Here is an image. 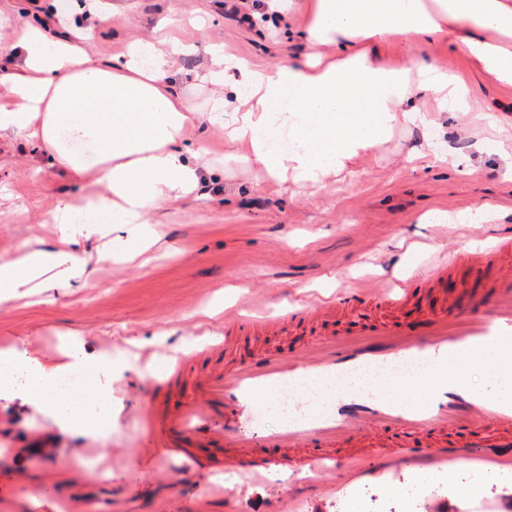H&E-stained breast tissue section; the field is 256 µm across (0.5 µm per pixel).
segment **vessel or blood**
I'll return each instance as SVG.
<instances>
[{"label": "vessel or blood", "instance_id": "vessel-or-blood-1", "mask_svg": "<svg viewBox=\"0 0 512 512\" xmlns=\"http://www.w3.org/2000/svg\"><path fill=\"white\" fill-rule=\"evenodd\" d=\"M419 286L416 280L384 285L379 297L394 307ZM307 316L304 310L284 319L235 314L224 327L248 335ZM503 340L512 341L508 274L496 279L487 307L473 308L455 298L447 313L428 314L405 330L384 325L344 339L329 338L297 354L263 349L229 371L222 367L226 338L206 342L202 350L168 366L164 381L137 416L157 457L184 459L191 469L199 464L194 449L210 448L252 482L263 480L271 468L287 465L298 448L307 449L311 474H319L320 463L327 460L333 468H344L334 449L352 442H375L369 460L387 466L447 462L464 453L472 459L507 458L512 456V396L501 390L500 381L512 375V364L492 371L479 392L452 369L455 359ZM411 364L438 373L426 385L421 403L408 404L376 390L366 395L336 392L304 420L274 427L261 421L262 409L271 401L299 409L310 406L309 397L284 393L299 381L359 372L383 376Z\"/></svg>", "mask_w": 512, "mask_h": 512}]
</instances>
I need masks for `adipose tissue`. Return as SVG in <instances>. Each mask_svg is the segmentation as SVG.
Listing matches in <instances>:
<instances>
[{
	"label": "adipose tissue",
	"mask_w": 512,
	"mask_h": 512,
	"mask_svg": "<svg viewBox=\"0 0 512 512\" xmlns=\"http://www.w3.org/2000/svg\"><path fill=\"white\" fill-rule=\"evenodd\" d=\"M302 34L306 58L260 72L215 50L202 76L218 96L208 122L224 124L222 94L231 91L241 116L228 138L281 180L321 185L361 151L388 142L398 118L416 115L418 96L467 111L466 85L451 71L430 64L412 82L410 68L372 61L366 42L419 38L437 46L451 38L488 81L512 86V0H312ZM325 45L335 54H323ZM182 51L142 41L127 59L105 63L67 37L28 26L18 71L0 75V136L31 142L80 193L58 200L54 245L0 259V305L37 280L60 291L85 287L86 264L73 252L81 240L117 233L120 251L129 252L153 236L151 215L200 190L209 170L186 138L195 108L174 90L173 60ZM281 137L288 149L276 147ZM64 354L67 364L49 368L20 348L0 350V396L20 394L59 427L107 438L111 420L90 422L80 408L99 398L111 360L88 354L72 336ZM74 370L86 377L79 392L59 389Z\"/></svg>",
	"instance_id": "obj_1"
}]
</instances>
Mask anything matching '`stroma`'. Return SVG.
Here are the masks:
<instances>
[{"instance_id":"obj_1","label":"stroma","mask_w":512,"mask_h":512,"mask_svg":"<svg viewBox=\"0 0 512 512\" xmlns=\"http://www.w3.org/2000/svg\"><path fill=\"white\" fill-rule=\"evenodd\" d=\"M309 0H288L279 24H249L228 15L224 0H0V69L13 70V47L27 23H48L62 10L89 27L95 58L126 54L131 42L176 39L178 87L199 111L212 105L210 86L197 76L210 50L244 56L271 70L305 55L299 32ZM379 63L406 67L436 56L468 80L469 109L443 112L421 102L426 124L398 121L390 141L361 153L323 188L279 182L235 157L223 130L198 124L190 135L224 177L164 211L159 239L120 263H101L107 240L84 246L90 285L62 293L35 285L0 306V339L27 350L41 363H65L67 332H77L87 353L111 357L105 381L109 442L63 430L21 397H0V512H68L70 506L110 503L112 512H269L306 477L302 467L281 469L279 478L251 485L233 469L210 475L216 455H196L204 468L189 474L145 452L136 408L164 368L198 350L207 328H221L227 310L266 300L272 315L302 302L327 301L342 289L378 288L426 270L428 258L482 252L512 234V87L486 80L472 60L448 44L429 52L418 39L367 44ZM0 257L19 255L31 244H52L57 200L77 187L62 170L48 167L40 152L13 136L0 137ZM489 204L493 221L459 223L458 214ZM396 314L379 305L352 306L335 318L277 336H243L224 354L225 363L248 358L268 343L296 352L308 343L372 330ZM102 476H93L89 464ZM327 487L298 499L295 512H512V463L478 464L458 459L452 483L421 484L410 465L371 467L369 461L341 472L324 470ZM480 482L479 492L457 496V487Z\"/></svg>"}]
</instances>
